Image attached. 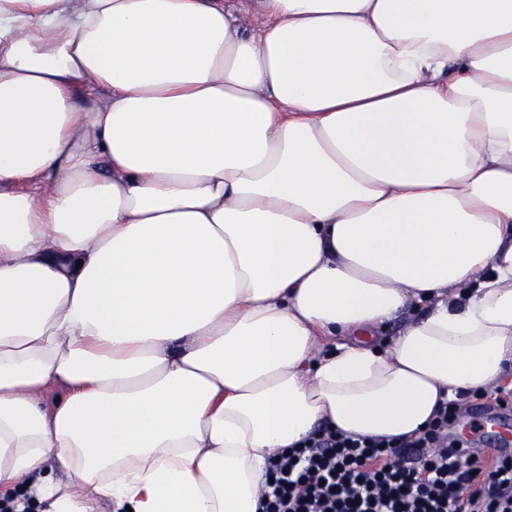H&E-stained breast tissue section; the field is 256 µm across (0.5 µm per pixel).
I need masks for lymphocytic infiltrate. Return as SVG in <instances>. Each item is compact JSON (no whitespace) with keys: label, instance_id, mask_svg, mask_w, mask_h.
<instances>
[{"label":"lymphocytic infiltrate","instance_id":"obj_1","mask_svg":"<svg viewBox=\"0 0 512 512\" xmlns=\"http://www.w3.org/2000/svg\"><path fill=\"white\" fill-rule=\"evenodd\" d=\"M456 402L418 436L369 440L323 429L270 459L264 512H512V458L449 441Z\"/></svg>","mask_w":512,"mask_h":512}]
</instances>
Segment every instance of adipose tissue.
<instances>
[{
    "label": "adipose tissue",
    "instance_id": "obj_1",
    "mask_svg": "<svg viewBox=\"0 0 512 512\" xmlns=\"http://www.w3.org/2000/svg\"><path fill=\"white\" fill-rule=\"evenodd\" d=\"M511 370L512 0H0L14 512H258Z\"/></svg>",
    "mask_w": 512,
    "mask_h": 512
}]
</instances>
